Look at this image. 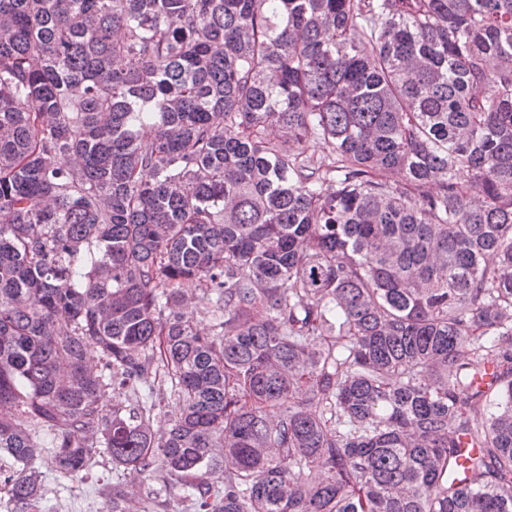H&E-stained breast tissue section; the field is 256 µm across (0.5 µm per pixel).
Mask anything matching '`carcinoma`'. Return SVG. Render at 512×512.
Instances as JSON below:
<instances>
[{
	"mask_svg": "<svg viewBox=\"0 0 512 512\" xmlns=\"http://www.w3.org/2000/svg\"><path fill=\"white\" fill-rule=\"evenodd\" d=\"M0 454L17 512H512V0H0ZM116 470L108 461L98 462L89 466L88 477L80 483H67V489L57 486V482L49 478L47 488L50 497L42 512H103L105 504L99 496L98 488L112 481ZM53 489H60L57 493Z\"/></svg>",
	"mask_w": 512,
	"mask_h": 512,
	"instance_id": "cac0c4a2",
	"label": "carcinoma"
}]
</instances>
